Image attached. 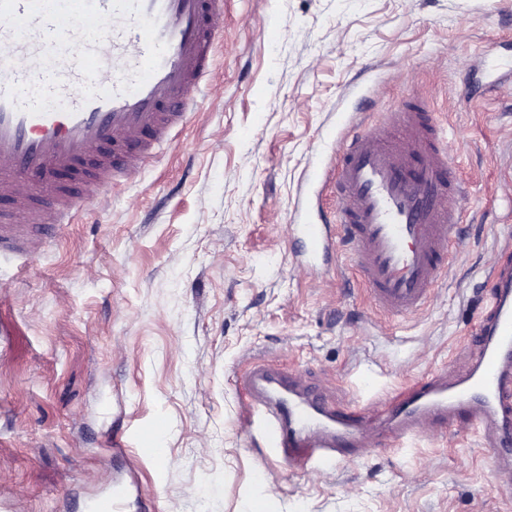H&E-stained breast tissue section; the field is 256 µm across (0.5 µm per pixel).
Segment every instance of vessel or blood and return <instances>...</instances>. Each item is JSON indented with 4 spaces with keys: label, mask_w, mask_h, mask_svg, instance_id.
<instances>
[{
    "label": "vessel or blood",
    "mask_w": 512,
    "mask_h": 512,
    "mask_svg": "<svg viewBox=\"0 0 512 512\" xmlns=\"http://www.w3.org/2000/svg\"><path fill=\"white\" fill-rule=\"evenodd\" d=\"M224 0H0V254L32 250L145 163L185 126L213 68ZM330 157L311 165L316 197L295 225L310 269L345 246L374 311L424 309L451 263L464 193L428 107L400 102L386 119L348 113ZM336 210L322 211L323 193ZM465 374L428 377L407 394L341 408L273 363L242 377V423L263 414V442L315 467L366 444L378 422L399 435L427 421L484 427L499 476H512V267L467 340ZM115 487L91 512H123Z\"/></svg>",
    "instance_id": "1"
}]
</instances>
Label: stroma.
I'll list each match as a JSON object with an SVG mask.
<instances>
[{"label":"stroma","mask_w":512,"mask_h":512,"mask_svg":"<svg viewBox=\"0 0 512 512\" xmlns=\"http://www.w3.org/2000/svg\"><path fill=\"white\" fill-rule=\"evenodd\" d=\"M366 89L380 113H441L468 189L429 306L382 323L345 262L312 274L291 249L304 174ZM511 262L512 0H224L190 124L39 253L0 259V512H88L118 482L125 512H512L479 430L384 432L293 470L241 424L237 383L268 360L354 407L462 374Z\"/></svg>","instance_id":"stroma-1"}]
</instances>
